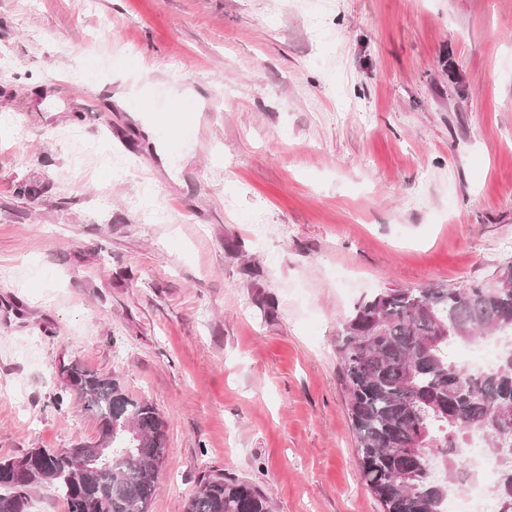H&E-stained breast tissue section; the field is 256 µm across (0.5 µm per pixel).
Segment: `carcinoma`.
<instances>
[{
    "label": "carcinoma",
    "instance_id": "carcinoma-1",
    "mask_svg": "<svg viewBox=\"0 0 512 512\" xmlns=\"http://www.w3.org/2000/svg\"><path fill=\"white\" fill-rule=\"evenodd\" d=\"M512 336V263L464 288H385L341 327V381L363 477L382 512H445L471 475L467 448L482 436L499 464L496 502L512 500V350L475 371L448 350L477 332ZM66 389L97 419L99 450L33 448L0 459V512H27L31 488L54 484L64 512H148L164 459L163 422L118 374L62 368ZM185 512H271L267 495L222 473L202 477Z\"/></svg>",
    "mask_w": 512,
    "mask_h": 512
}]
</instances>
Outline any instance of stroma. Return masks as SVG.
I'll use <instances>...</instances> for the list:
<instances>
[{
    "label": "stroma",
    "mask_w": 512,
    "mask_h": 512,
    "mask_svg": "<svg viewBox=\"0 0 512 512\" xmlns=\"http://www.w3.org/2000/svg\"><path fill=\"white\" fill-rule=\"evenodd\" d=\"M509 262L512 0H0V456L96 437L74 363L157 409L150 512H381L343 320ZM185 512H271L267 495L251 484L224 473L204 475Z\"/></svg>",
    "instance_id": "obj_1"
}]
</instances>
